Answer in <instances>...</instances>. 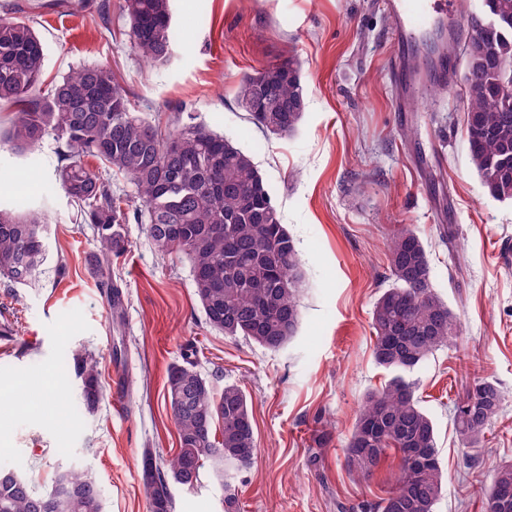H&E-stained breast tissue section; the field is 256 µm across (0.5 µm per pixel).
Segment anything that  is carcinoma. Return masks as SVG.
Instances as JSON below:
<instances>
[{"instance_id":"carcinoma-1","label":"carcinoma","mask_w":512,"mask_h":512,"mask_svg":"<svg viewBox=\"0 0 512 512\" xmlns=\"http://www.w3.org/2000/svg\"><path fill=\"white\" fill-rule=\"evenodd\" d=\"M483 6L507 25L486 30L481 13H463L457 49L468 88L464 133L484 192L512 201V106L502 95L503 73H512V0H483ZM121 10L133 52L166 64L174 41L170 0H123ZM20 11L15 3L0 13V110L13 113L6 140L33 152L53 137L60 185L96 231L89 263L109 294L112 315L123 314L112 258L127 250L124 225L133 219L146 225L161 255L188 259L211 328L270 350L285 346L302 317L300 257L252 157L180 112L165 127L141 116L108 64L47 80L44 44ZM237 101L262 133L295 132L306 106L296 55L244 76ZM171 141L179 142L175 155L168 152ZM89 157L98 166L90 167ZM114 175L131 190L114 191ZM47 238L41 210L0 208V276L12 285L35 279L47 260ZM387 251L392 284L377 298L371 325L373 357L389 378L367 395L344 456L363 479L390 456L398 458L393 486L369 512H435L443 489L436 430L409 374L450 344L459 325L434 289L417 230L398 226ZM64 368L80 381L85 410L95 412L102 397L98 359L72 350ZM166 384L178 448L169 459L149 449L142 454V461L154 462L151 480L143 481L147 512H175L171 486L195 487L208 466L224 486V512H240L233 472L250 465L257 451L245 391L235 384L215 391L187 353L183 363L169 366ZM501 409L498 386L473 381L454 406L461 445L479 447ZM15 476L16 470L0 468V512H104L102 490L88 475L61 471L43 494ZM483 505L484 512H512V463L494 472Z\"/></svg>"}]
</instances>
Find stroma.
<instances>
[{
    "label": "stroma",
    "mask_w": 512,
    "mask_h": 512,
    "mask_svg": "<svg viewBox=\"0 0 512 512\" xmlns=\"http://www.w3.org/2000/svg\"><path fill=\"white\" fill-rule=\"evenodd\" d=\"M24 2L47 76L111 65L151 117L192 113L252 156L296 242L304 286L302 324L284 348L226 337L205 321L189 261L161 258L144 225L129 224L128 248L112 262L124 317L113 319L88 262L94 229L55 180V141L32 154L0 142V205L49 201L40 274L21 288L0 283V464L40 492L65 464L97 480L104 512H147L142 453L168 456L178 446L167 370L189 348L215 389L236 383L248 396L257 455L237 478L240 512H362L390 489L396 461L362 481L345 469L343 448L365 394L386 376L371 330L391 282L385 243L412 224L459 322L458 336L413 374L446 477L436 512H483L491 475L512 461V201L487 196L470 164L462 78L421 104L407 139L380 0H172L174 56L163 66L132 53L121 0H112L107 34L96 0ZM290 50L301 63L305 112L292 135L268 136L247 122L236 90ZM74 348L100 361L97 412L84 409L77 381L60 380L59 360ZM476 378L498 385L502 411L483 447L466 450L451 411ZM117 380L127 384L119 408ZM172 493L175 512L223 510L211 470Z\"/></svg>",
    "instance_id": "stroma-1"
}]
</instances>
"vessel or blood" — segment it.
<instances>
[{"instance_id": "obj_1", "label": "vessel or blood", "mask_w": 512, "mask_h": 512, "mask_svg": "<svg viewBox=\"0 0 512 512\" xmlns=\"http://www.w3.org/2000/svg\"><path fill=\"white\" fill-rule=\"evenodd\" d=\"M395 23L393 49L387 58L392 81L400 92L395 109L416 111L432 88L448 82V58L439 54L435 62L425 59L424 39L440 29L461 24L455 0H381Z\"/></svg>"}]
</instances>
